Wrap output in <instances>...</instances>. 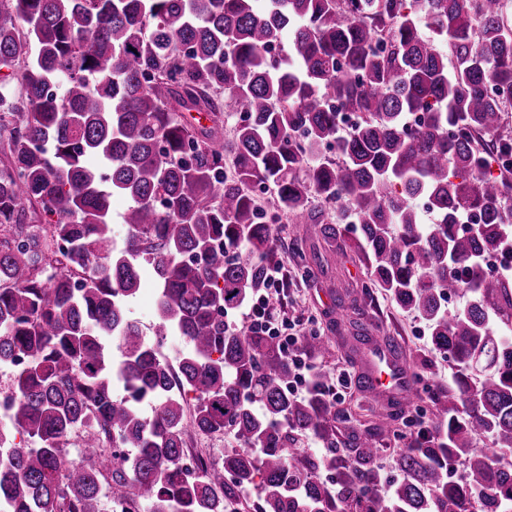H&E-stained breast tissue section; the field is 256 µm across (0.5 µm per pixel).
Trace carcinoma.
<instances>
[{
	"mask_svg": "<svg viewBox=\"0 0 512 512\" xmlns=\"http://www.w3.org/2000/svg\"><path fill=\"white\" fill-rule=\"evenodd\" d=\"M511 2L0 0V69L21 86L0 83V362L21 361L0 429V512H101L110 494L151 512H228L250 488L258 512H512V277L485 265L512 250ZM285 32L288 51L271 55ZM342 112L358 117L348 131ZM258 190L276 211L261 212ZM116 193L138 231L122 248ZM282 212L366 269L334 294L340 339L371 345L364 316L382 288L456 368L428 425L410 399L356 416L322 368L293 397L279 340L230 327L265 288ZM291 251L304 277L326 273L303 241ZM144 265L153 342L125 313ZM458 292L467 305L448 309ZM171 334L191 344L174 364L159 350ZM328 343L309 334L299 349L312 358ZM79 427L87 451L66 466ZM224 431L236 447L187 480L189 436ZM308 435L323 452L307 453ZM481 436L492 447L475 453ZM115 437L135 454L100 451ZM392 446L401 479L384 494L376 457ZM128 206L129 200L127 198L121 196L112 198V235L118 247H122L126 239L123 233L125 224H121V216ZM125 233L127 236H131L136 233V229L133 226L125 225Z\"/></svg>",
	"mask_w": 512,
	"mask_h": 512,
	"instance_id": "cac0c4a2",
	"label": "carcinoma"
}]
</instances>
